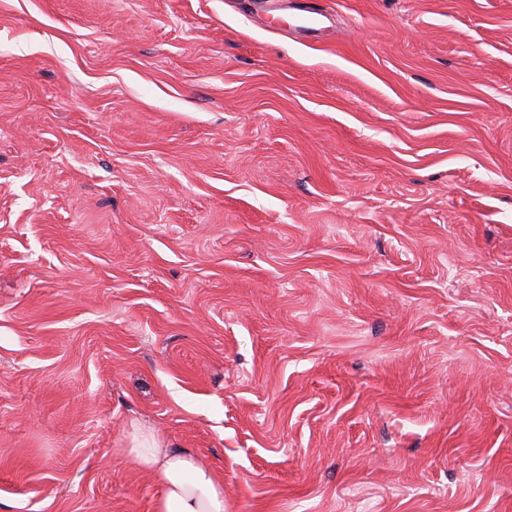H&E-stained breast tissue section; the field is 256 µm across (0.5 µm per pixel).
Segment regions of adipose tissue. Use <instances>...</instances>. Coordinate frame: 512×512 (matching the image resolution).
Returning a JSON list of instances; mask_svg holds the SVG:
<instances>
[{"label": "adipose tissue", "instance_id": "obj_1", "mask_svg": "<svg viewBox=\"0 0 512 512\" xmlns=\"http://www.w3.org/2000/svg\"><path fill=\"white\" fill-rule=\"evenodd\" d=\"M126 454L159 487L155 512H224V480L179 448L163 447L150 430L133 425Z\"/></svg>", "mask_w": 512, "mask_h": 512}]
</instances>
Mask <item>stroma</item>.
<instances>
[{"instance_id": "35a3bbf8", "label": "stroma", "mask_w": 512, "mask_h": 512, "mask_svg": "<svg viewBox=\"0 0 512 512\" xmlns=\"http://www.w3.org/2000/svg\"><path fill=\"white\" fill-rule=\"evenodd\" d=\"M135 420L226 512H512V0H0V512H154Z\"/></svg>"}]
</instances>
